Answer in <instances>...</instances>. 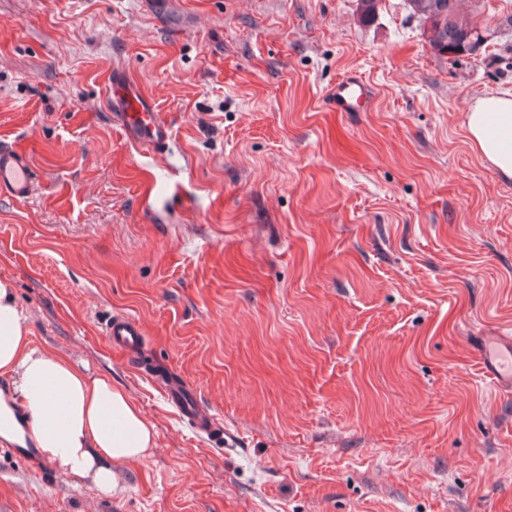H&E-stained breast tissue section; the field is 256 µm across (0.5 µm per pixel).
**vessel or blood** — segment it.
Listing matches in <instances>:
<instances>
[{
    "instance_id": "1",
    "label": "vessel or blood",
    "mask_w": 512,
    "mask_h": 512,
    "mask_svg": "<svg viewBox=\"0 0 512 512\" xmlns=\"http://www.w3.org/2000/svg\"><path fill=\"white\" fill-rule=\"evenodd\" d=\"M104 92L113 118L129 143L154 151L165 147L171 129L160 118L151 97L125 67L117 66L111 70ZM372 96L371 84L354 71L337 81L327 92V99L337 112L364 111ZM33 185V170L28 158L14 148L0 144V193L23 200L32 194ZM103 334L114 347L138 356L144 336L138 319L125 314L112 315L104 324ZM480 356L495 386L511 390L512 338L491 336L484 339ZM167 396L198 435L214 437V415L180 381L173 379L168 382Z\"/></svg>"
}]
</instances>
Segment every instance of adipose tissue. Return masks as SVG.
Masks as SVG:
<instances>
[{"mask_svg": "<svg viewBox=\"0 0 512 512\" xmlns=\"http://www.w3.org/2000/svg\"><path fill=\"white\" fill-rule=\"evenodd\" d=\"M465 130L481 157L512 179V94L476 99ZM0 376L10 379L12 401L26 410L44 455L62 474L91 479L104 494H120L117 466L142 459L154 445L152 426L110 377L34 344L8 279H0Z\"/></svg>", "mask_w": 512, "mask_h": 512, "instance_id": "adipose-tissue-1", "label": "adipose tissue"}]
</instances>
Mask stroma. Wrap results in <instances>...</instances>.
Here are the masks:
<instances>
[{
	"instance_id": "35a3bbf8",
	"label": "stroma",
	"mask_w": 512,
	"mask_h": 512,
	"mask_svg": "<svg viewBox=\"0 0 512 512\" xmlns=\"http://www.w3.org/2000/svg\"><path fill=\"white\" fill-rule=\"evenodd\" d=\"M486 4L487 46L452 64L405 0L368 25L356 0H0V141L34 171L0 194V279L35 345L111 375L155 431L117 497L0 453V512H512V392L477 348L512 336V180L464 131L512 93V0ZM116 62L162 150L114 125ZM351 71L371 105L331 111ZM117 313L137 362L103 335ZM104 92L107 105L125 139L148 150L159 151L168 143L171 129L140 83L124 66L108 74ZM103 334L114 347L138 358L144 336L138 319L125 314L111 315L104 324ZM167 396L180 415L192 426L200 436H207L211 441L217 442L215 436L216 420L209 409L201 405L196 397L178 380L167 383Z\"/></svg>"
}]
</instances>
